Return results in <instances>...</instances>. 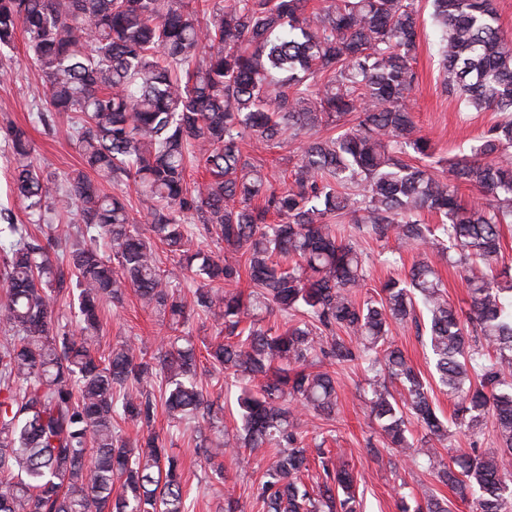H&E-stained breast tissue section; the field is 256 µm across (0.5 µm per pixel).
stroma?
<instances>
[{"instance_id":"stroma-1","label":"stroma","mask_w":512,"mask_h":512,"mask_svg":"<svg viewBox=\"0 0 512 512\" xmlns=\"http://www.w3.org/2000/svg\"><path fill=\"white\" fill-rule=\"evenodd\" d=\"M428 4H421L420 45L415 69L419 79L412 92L415 120L422 134L431 138L437 155L451 158L469 153L478 136L497 118L494 112H466L448 96L442 82L443 73L436 55L438 33L430 17ZM41 75L30 60L23 37H16L11 49L0 54V128L14 123L26 128L39 151L38 166L56 179L79 167L80 158L71 145V129L64 118H54L50 126L38 119L45 111ZM243 151L255 160L263 161L264 171L275 187H283L295 160L296 147L286 144L270 149L255 139L246 140ZM358 245L368 259L367 294H375L380 284L397 269L387 263L391 254L402 255L404 263L420 259L419 251L397 241L379 242L360 238ZM99 350L129 336H160L165 329L157 319L144 311L134 294H127L122 306L105 305ZM339 405L334 419L325 421L308 417L310 433L324 435L327 446L337 452L341 461L349 464L358 477L363 497V512H397L395 491L399 485L408 489L448 495L447 487L438 483L428 472L411 464L395 461L388 450L382 449V438L370 420L358 396L364 373L357 367L338 368ZM154 426L163 434H172V450L183 462L184 476L191 490L193 512H224V486L232 484L242 512H262L254 496V487L267 459L255 453L244 467H236L228 456H220L224 465V481L211 475V467L198 457L193 433L175 424L164 411H157ZM380 446L379 456H371L368 445Z\"/></svg>"}]
</instances>
